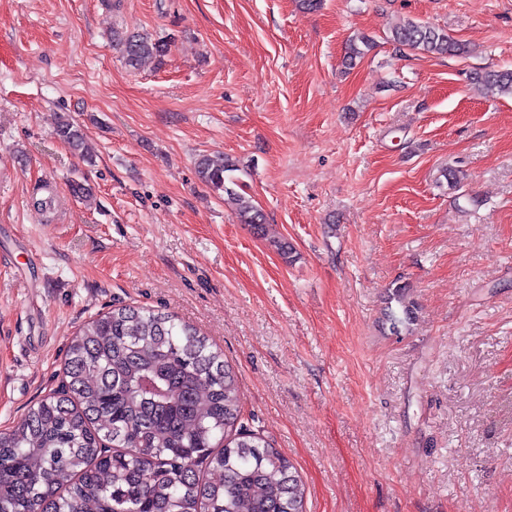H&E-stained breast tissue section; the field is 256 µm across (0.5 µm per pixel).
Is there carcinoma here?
I'll return each mask as SVG.
<instances>
[{"label":"carcinoma","instance_id":"obj_1","mask_svg":"<svg viewBox=\"0 0 512 512\" xmlns=\"http://www.w3.org/2000/svg\"><path fill=\"white\" fill-rule=\"evenodd\" d=\"M125 64L161 63L168 44L112 32ZM398 49L456 56L466 47L415 20L394 26ZM373 48L350 40L346 60ZM477 84L512 95V70L477 73ZM56 134L84 151L80 125ZM199 178L224 191L239 221L264 232L266 217L233 175L237 164L202 155ZM392 330L410 319L401 289ZM60 389L0 434V512H304L305 486L280 449L243 422L234 372L205 336L170 313L131 306L86 322L72 337Z\"/></svg>","mask_w":512,"mask_h":512}]
</instances>
